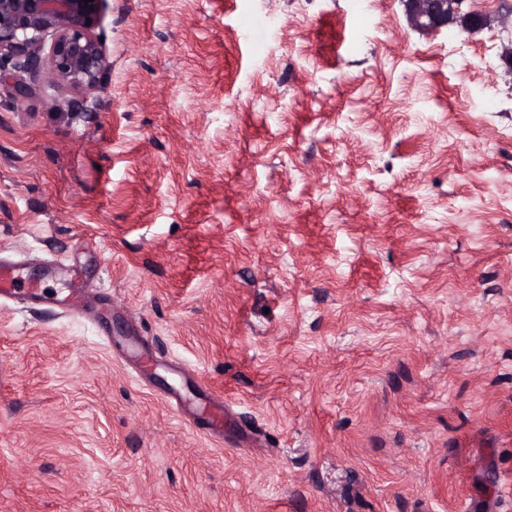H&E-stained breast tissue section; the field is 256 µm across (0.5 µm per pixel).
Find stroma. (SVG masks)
Wrapping results in <instances>:
<instances>
[{
    "label": "stroma",
    "mask_w": 512,
    "mask_h": 512,
    "mask_svg": "<svg viewBox=\"0 0 512 512\" xmlns=\"http://www.w3.org/2000/svg\"><path fill=\"white\" fill-rule=\"evenodd\" d=\"M95 33L96 111L0 85V259L92 282L0 304V512H512L499 27L107 0Z\"/></svg>",
    "instance_id": "1"
}]
</instances>
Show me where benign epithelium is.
<instances>
[{
    "instance_id": "7a95c632",
    "label": "benign epithelium",
    "mask_w": 512,
    "mask_h": 512,
    "mask_svg": "<svg viewBox=\"0 0 512 512\" xmlns=\"http://www.w3.org/2000/svg\"><path fill=\"white\" fill-rule=\"evenodd\" d=\"M408 23L439 31L458 25L464 31L491 26L492 18L467 8L466 0H401ZM106 0H0V62L26 74L37 86L18 79L14 101L21 106L38 89H72L71 107L94 111L106 68L103 45L94 34Z\"/></svg>"
}]
</instances>
